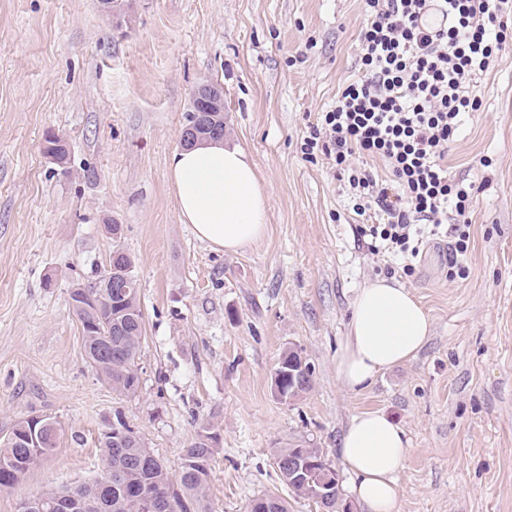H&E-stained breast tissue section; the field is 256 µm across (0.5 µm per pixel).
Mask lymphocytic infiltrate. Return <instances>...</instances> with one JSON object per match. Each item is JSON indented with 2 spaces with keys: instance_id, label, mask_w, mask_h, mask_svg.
Listing matches in <instances>:
<instances>
[{
  "instance_id": "obj_1",
  "label": "lymphocytic infiltrate",
  "mask_w": 512,
  "mask_h": 512,
  "mask_svg": "<svg viewBox=\"0 0 512 512\" xmlns=\"http://www.w3.org/2000/svg\"><path fill=\"white\" fill-rule=\"evenodd\" d=\"M358 78L305 142L326 138L346 178L373 254L400 258L411 272L431 237L451 229L448 274H463L473 184L452 180L448 146L481 103L468 83L488 71L512 39V0H365Z\"/></svg>"
}]
</instances>
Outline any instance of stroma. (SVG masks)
Segmentation results:
<instances>
[{
  "label": "stroma",
  "instance_id": "35a3bbf8",
  "mask_svg": "<svg viewBox=\"0 0 512 512\" xmlns=\"http://www.w3.org/2000/svg\"><path fill=\"white\" fill-rule=\"evenodd\" d=\"M363 0H0V438L53 418L55 451L0 490V512L100 473L98 437L123 418L170 473L202 426L219 435L196 512H248L282 484L275 449H324L334 466L352 416L406 430L400 512H512V46L475 77L482 101L448 148L451 179L476 183L464 278L429 243L399 282L429 313L419 353L352 393L336 376L350 304L393 259L361 240L347 184L301 145L360 69ZM224 90L225 140L244 148L270 197L268 229L227 253L182 223L168 168L191 93ZM70 150L68 172L43 152ZM121 227L112 236L109 227ZM134 261L145 321L140 386L113 392L89 364L70 292L114 247ZM311 391L277 399L287 347Z\"/></svg>",
  "mask_w": 512,
  "mask_h": 512
}]
</instances>
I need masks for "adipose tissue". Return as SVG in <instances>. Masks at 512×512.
<instances>
[{"instance_id":"adipose-tissue-1","label":"adipose tissue","mask_w":512,"mask_h":512,"mask_svg":"<svg viewBox=\"0 0 512 512\" xmlns=\"http://www.w3.org/2000/svg\"><path fill=\"white\" fill-rule=\"evenodd\" d=\"M169 180L183 223L213 247L235 253L266 232L269 194L241 147L209 140L175 151ZM430 318L411 293L377 278L350 305L346 334L336 352V375L349 391L370 387L377 375L412 357L426 343ZM409 452L404 428L385 413L350 420L339 454L353 498L366 512H398V473Z\"/></svg>"}]
</instances>
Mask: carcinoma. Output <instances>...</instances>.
Returning a JSON list of instances; mask_svg holds the SVG:
<instances>
[{
    "mask_svg": "<svg viewBox=\"0 0 512 512\" xmlns=\"http://www.w3.org/2000/svg\"><path fill=\"white\" fill-rule=\"evenodd\" d=\"M126 275L130 281L115 292L104 287L110 271L100 272L94 282L72 289L70 293L73 309L82 331V342L88 343L100 338H112V356L100 359L96 373L112 386V390L124 395L134 394L140 384L138 359L145 337L143 312L137 298V280L133 273V262L122 254ZM313 371L297 372L283 377L280 383L282 395L297 398L311 390ZM133 429L122 419L100 433L101 472L118 469L126 473L125 484L112 491V508H92L89 512H130V505L140 493L142 486H148L160 499H172L171 512H189L188 502L204 496L210 477V462L215 449L203 438L207 429H202L196 441L185 450L181 470L177 476L170 475L164 465L147 456L143 440L119 441V436L131 433ZM60 433L55 422H50L44 444L40 448H28L21 443L0 442V475L7 474L8 482H0V490L11 488L21 482L41 461L58 447ZM303 455L310 460L326 458L321 448L304 444H292L275 449V456L286 458ZM283 483H292V492L297 496L312 499L310 475L302 474L288 480V471H280ZM251 512H288L287 503L272 496L257 497L250 505Z\"/></svg>",
    "mask_w": 512,
    "mask_h": 512,
    "instance_id": "obj_1",
    "label": "carcinoma"
}]
</instances>
